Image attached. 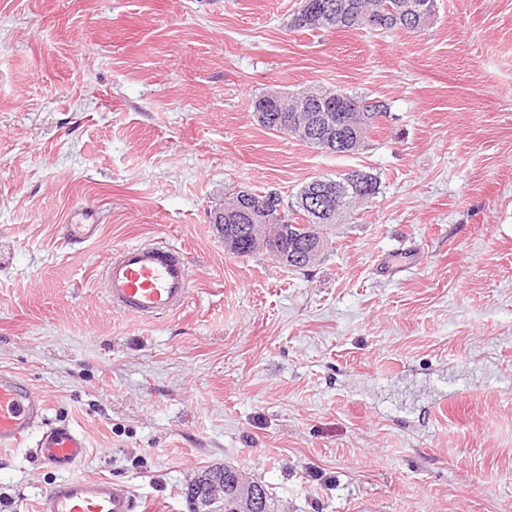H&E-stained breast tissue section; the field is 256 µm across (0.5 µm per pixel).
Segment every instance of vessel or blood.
<instances>
[{"label":"vessel or blood","mask_w":512,"mask_h":512,"mask_svg":"<svg viewBox=\"0 0 512 512\" xmlns=\"http://www.w3.org/2000/svg\"><path fill=\"white\" fill-rule=\"evenodd\" d=\"M99 232L87 213L74 212L64 226L70 241L84 243ZM189 267L179 253L163 242L123 247L106 260L100 286L113 309L143 320L177 313L185 305ZM46 405L31 384L12 372H0V447L31 442L42 463L62 478L42 495L37 512H141V502L126 484L106 477L79 478L72 469L85 457L87 439L66 423H51Z\"/></svg>","instance_id":"b4317fda"}]
</instances>
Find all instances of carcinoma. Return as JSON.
Here are the masks:
<instances>
[{"label":"carcinoma","mask_w":512,"mask_h":512,"mask_svg":"<svg viewBox=\"0 0 512 512\" xmlns=\"http://www.w3.org/2000/svg\"><path fill=\"white\" fill-rule=\"evenodd\" d=\"M310 3L308 12L322 18L318 24L304 22L293 26L295 30H318L323 32L350 31L369 29L389 33L395 30L416 32L425 25L422 17V8L433 4L434 0H300L299 5ZM311 101L331 105L330 115L345 110L349 124L361 132V136L350 141L344 148H338L327 143L324 139L314 137L308 133L298 136V139L312 148L327 153L349 155L359 151L365 143L370 128L374 127L373 114H384L385 105L379 100H370L362 95L350 94L342 90L305 89L296 94H282V98L273 102L265 96H259L254 103V111L258 115V123L268 130L285 133L313 123L316 113L311 110L299 111L298 101L304 97ZM327 185L341 184L339 193L326 192L322 206L328 209L330 216L322 218L304 205L306 197L317 189L318 181L313 179L307 182L297 193L293 201H287L274 191L257 192L250 189L246 193L253 198L266 201L271 216V231L269 235L270 247H275L280 239L282 219L284 214L290 221L288 225V248L298 249L306 238H321L323 247H328L327 230L337 223L336 213H349L357 207L356 200L362 198L370 200L379 192L380 181L377 175L362 169H350L345 173L336 175V178L325 179ZM241 200V192L234 188L228 191L224 200V207H214V218L224 219L226 224H246L248 218L234 210ZM238 469L225 465L208 469L202 477L220 476L224 479V496L234 498L245 491V488H255L267 491L265 485L251 480L248 486L236 482Z\"/></svg>","instance_id":"obj_1"}]
</instances>
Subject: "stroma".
<instances>
[{
    "label": "stroma",
    "instance_id": "obj_1",
    "mask_svg": "<svg viewBox=\"0 0 512 512\" xmlns=\"http://www.w3.org/2000/svg\"><path fill=\"white\" fill-rule=\"evenodd\" d=\"M298 0H0V371L82 431L72 471L190 512L214 466L274 512H512V0H437L418 32L289 31ZM388 112L350 155L265 129L272 88ZM380 192L292 271L229 255L232 188L294 199L350 169ZM99 237L73 244L70 214ZM191 265L153 322L99 288L117 249ZM59 475L0 450V512Z\"/></svg>",
    "mask_w": 512,
    "mask_h": 512
}]
</instances>
